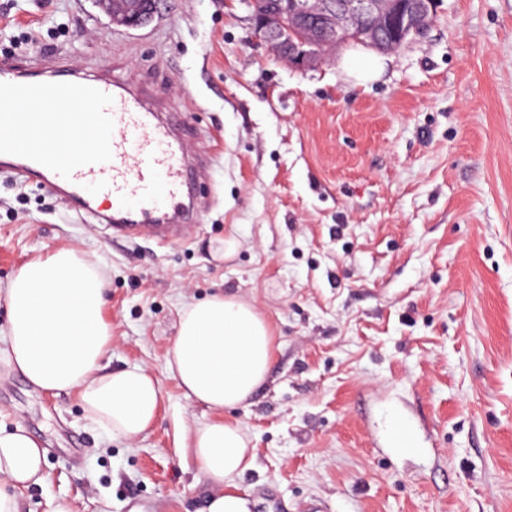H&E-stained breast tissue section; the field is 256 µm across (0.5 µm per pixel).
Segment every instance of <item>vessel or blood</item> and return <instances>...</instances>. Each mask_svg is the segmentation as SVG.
Masks as SVG:
<instances>
[{
  "mask_svg": "<svg viewBox=\"0 0 512 512\" xmlns=\"http://www.w3.org/2000/svg\"><path fill=\"white\" fill-rule=\"evenodd\" d=\"M16 73L0 62V168L57 192L77 218L111 225L114 236L181 240L196 165L174 124L122 82L62 66L23 81ZM88 144L94 157L83 153Z\"/></svg>",
  "mask_w": 512,
  "mask_h": 512,
  "instance_id": "b4317fda",
  "label": "vessel or blood"
}]
</instances>
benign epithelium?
Here are the masks:
<instances>
[{
    "label": "benign epithelium",
    "mask_w": 512,
    "mask_h": 512,
    "mask_svg": "<svg viewBox=\"0 0 512 512\" xmlns=\"http://www.w3.org/2000/svg\"><path fill=\"white\" fill-rule=\"evenodd\" d=\"M159 0H105L115 27L142 28L152 22ZM437 0H279L266 13H252L254 27L280 59L296 67L328 61L336 48L360 45L388 53L419 34L436 10ZM376 15L391 34L367 33L361 19Z\"/></svg>",
    "instance_id": "7a95c632"
}]
</instances>
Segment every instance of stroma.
I'll list each match as a JSON object with an SVG mask.
<instances>
[{"instance_id": "stroma-1", "label": "stroma", "mask_w": 512, "mask_h": 512, "mask_svg": "<svg viewBox=\"0 0 512 512\" xmlns=\"http://www.w3.org/2000/svg\"><path fill=\"white\" fill-rule=\"evenodd\" d=\"M35 30L38 42L23 44ZM143 88L185 112L203 212L170 245L82 224L64 199L0 171V289L59 247L110 284L108 371L161 387L134 442L93 429L77 393H44L0 348V424L47 455L24 512H204L189 447L238 422L250 512H512V0H438L424 35L348 74L362 49L297 68L272 55L246 0H162L157 21L112 27L94 0H0V50ZM201 111H186L189 96ZM233 237L239 246L224 255ZM253 301L273 365L223 413L168 370L180 311L218 293ZM417 451L385 445L388 411ZM383 64L375 57L369 54L359 56L354 70L349 73L359 84L372 82L381 75Z\"/></svg>"}]
</instances>
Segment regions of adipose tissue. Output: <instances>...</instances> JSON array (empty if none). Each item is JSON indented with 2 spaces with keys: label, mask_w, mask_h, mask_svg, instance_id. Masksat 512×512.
<instances>
[{
  "label": "adipose tissue",
  "mask_w": 512,
  "mask_h": 512,
  "mask_svg": "<svg viewBox=\"0 0 512 512\" xmlns=\"http://www.w3.org/2000/svg\"><path fill=\"white\" fill-rule=\"evenodd\" d=\"M107 293L100 269L75 249L24 263L0 292L8 363L40 391L77 392L94 427L135 441L158 417L161 388L140 367L104 372L112 347V327L103 317ZM272 361L271 329L256 306L214 295L182 310L168 369L186 395L221 411L247 402ZM190 450L209 485L206 512H249L237 492L239 477L254 465L243 429L213 419L194 429ZM44 466L37 440L0 426V512H22L23 492L43 481Z\"/></svg>",
  "instance_id": "ef3b65f1"
}]
</instances>
